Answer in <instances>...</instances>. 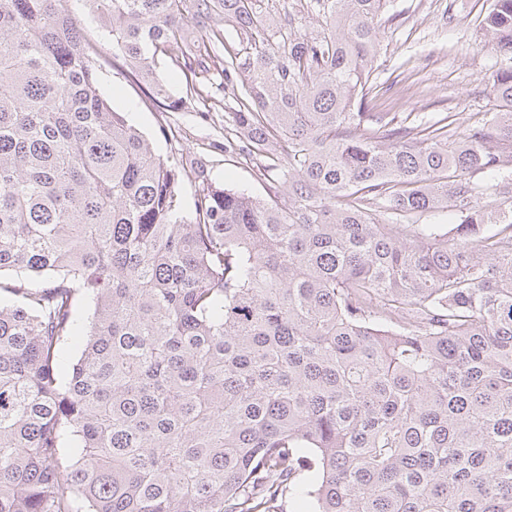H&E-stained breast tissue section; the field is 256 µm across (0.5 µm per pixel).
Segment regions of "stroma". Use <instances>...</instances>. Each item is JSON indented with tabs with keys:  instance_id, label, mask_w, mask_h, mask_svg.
Returning a JSON list of instances; mask_svg holds the SVG:
<instances>
[{
	"instance_id": "35a3bbf8",
	"label": "stroma",
	"mask_w": 512,
	"mask_h": 512,
	"mask_svg": "<svg viewBox=\"0 0 512 512\" xmlns=\"http://www.w3.org/2000/svg\"><path fill=\"white\" fill-rule=\"evenodd\" d=\"M491 0H393L397 19L381 30L382 57L376 69L373 112L414 113L428 118L452 113L457 126L495 111L488 85L499 66L483 47L478 17ZM88 40L100 50L97 64L102 91L113 109L126 113L144 132L157 155L204 166L212 181L250 194H261L250 165L224 153V129L233 114L224 106L220 77L188 86L183 62L158 56L156 73L179 98L178 110L159 107L148 87L112 52L107 35L87 14L82 0H69Z\"/></svg>"
}]
</instances>
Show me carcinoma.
I'll list each match as a JSON object with an SVG mask.
<instances>
[{
	"label": "carcinoma",
	"instance_id": "cac0c4a2",
	"mask_svg": "<svg viewBox=\"0 0 512 512\" xmlns=\"http://www.w3.org/2000/svg\"><path fill=\"white\" fill-rule=\"evenodd\" d=\"M65 2L0 0V512H512V0L460 131L368 111L390 0H82L231 89L264 193L188 212Z\"/></svg>",
	"mask_w": 512,
	"mask_h": 512
}]
</instances>
